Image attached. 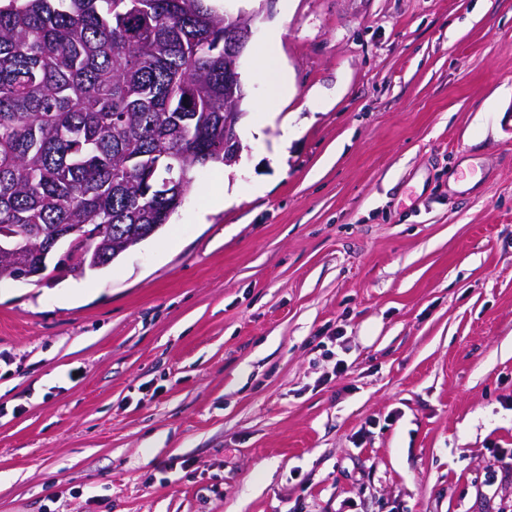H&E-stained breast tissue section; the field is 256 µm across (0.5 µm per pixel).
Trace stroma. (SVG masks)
Segmentation results:
<instances>
[{
    "instance_id": "35a3bbf8",
    "label": "stroma",
    "mask_w": 512,
    "mask_h": 512,
    "mask_svg": "<svg viewBox=\"0 0 512 512\" xmlns=\"http://www.w3.org/2000/svg\"><path fill=\"white\" fill-rule=\"evenodd\" d=\"M225 7L239 162L0 283V512H512V0Z\"/></svg>"
}]
</instances>
